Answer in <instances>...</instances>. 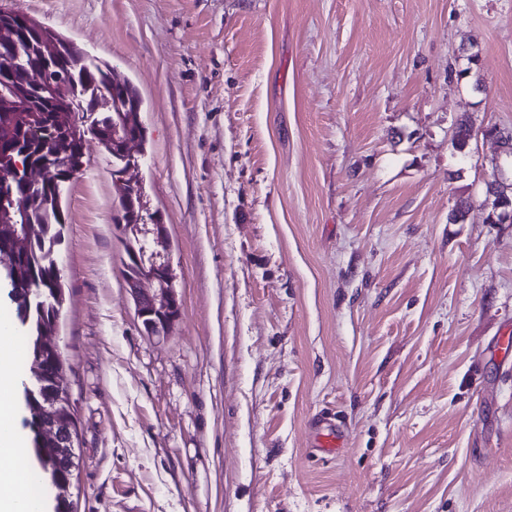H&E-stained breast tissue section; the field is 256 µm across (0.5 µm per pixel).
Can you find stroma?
<instances>
[{
    "instance_id": "35a3bbf8",
    "label": "stroma",
    "mask_w": 512,
    "mask_h": 512,
    "mask_svg": "<svg viewBox=\"0 0 512 512\" xmlns=\"http://www.w3.org/2000/svg\"><path fill=\"white\" fill-rule=\"evenodd\" d=\"M0 8L137 87L181 305L144 331L88 140L58 247L74 512H512V224L487 220L479 135L512 128V0ZM328 412L348 442L323 457Z\"/></svg>"
}]
</instances>
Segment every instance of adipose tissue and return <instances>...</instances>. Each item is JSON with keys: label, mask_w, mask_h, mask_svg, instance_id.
I'll return each mask as SVG.
<instances>
[{"label": "adipose tissue", "mask_w": 512, "mask_h": 512, "mask_svg": "<svg viewBox=\"0 0 512 512\" xmlns=\"http://www.w3.org/2000/svg\"><path fill=\"white\" fill-rule=\"evenodd\" d=\"M15 351L8 326L0 327V512H36L28 494L27 448L13 428Z\"/></svg>", "instance_id": "obj_1"}]
</instances>
